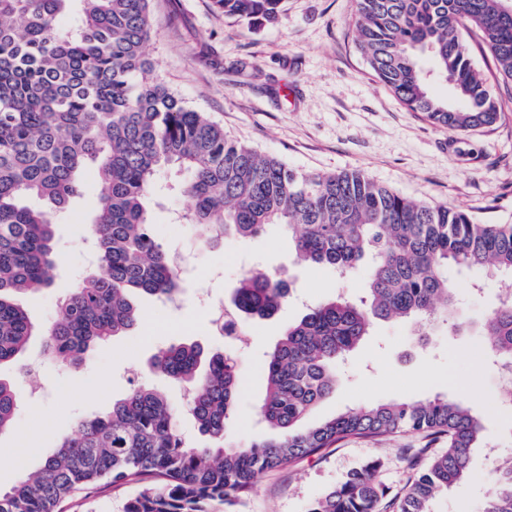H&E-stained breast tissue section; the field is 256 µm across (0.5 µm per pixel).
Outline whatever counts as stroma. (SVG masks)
Returning a JSON list of instances; mask_svg holds the SVG:
<instances>
[{
	"mask_svg": "<svg viewBox=\"0 0 512 512\" xmlns=\"http://www.w3.org/2000/svg\"><path fill=\"white\" fill-rule=\"evenodd\" d=\"M149 10L155 35L147 56L155 76L221 124L230 139L301 172L359 169L406 197L457 208L478 223L512 224V82L499 74L476 29L462 30L461 37L501 118L459 137L407 110L373 77L357 44L356 0H284L278 21L257 29L217 13L211 0H150ZM183 181L182 173L169 169L157 180L152 229L166 243L182 234L173 217L188 206ZM101 190L95 169L86 168L78 196L54 226L58 265L53 282L23 300L35 323L57 318L58 298L75 286L76 271L90 264L87 227ZM197 250L183 274L178 301L142 299L146 314L140 324L91 352L83 365L61 370L50 363L34 379L20 366L0 367V377L15 381L20 390L16 426L0 433V491L38 470L78 419L107 411L133 386L164 393L181 409L182 388L151 367L156 351L174 343L196 342L212 352L234 348L241 383L229 437L241 445L262 439L268 429L258 407L266 390L267 354L307 307L340 291L361 294L367 277L363 265L342 281L327 268L296 266L290 238L275 225L247 243H201ZM248 266L277 273L291 290L274 316L245 322L246 342L233 346L215 331L197 291L204 288L228 301L239 268ZM448 275L462 310L473 319L492 310L505 286L502 277L464 269H450ZM477 279L483 288L475 296L471 283ZM478 342L472 332L458 333L439 323L428 325L422 336L404 323H375L369 339L342 366L335 393L306 422L314 425L371 402L463 399L482 419L483 443L472 454L471 478L438 497L432 512H483L496 467L512 457V407L505 403L512 383L488 355L477 352ZM177 425L182 433H198L193 417L182 409ZM443 448V442L411 433L377 441L350 439L259 474L233 512H309L328 488L372 460L380 461L378 480L394 495L414 473L408 450L418 451L423 463ZM140 488L137 482H103L74 492L62 512H124Z\"/></svg>",
	"mask_w": 512,
	"mask_h": 512,
	"instance_id": "obj_1",
	"label": "stroma"
}]
</instances>
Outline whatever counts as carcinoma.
<instances>
[{
  "label": "carcinoma",
  "mask_w": 512,
  "mask_h": 512,
  "mask_svg": "<svg viewBox=\"0 0 512 512\" xmlns=\"http://www.w3.org/2000/svg\"><path fill=\"white\" fill-rule=\"evenodd\" d=\"M74 0H0V365L17 362L32 338L62 364L134 329L144 311L133 296L175 298L180 269L151 231L155 180L162 169L188 176L183 215L208 243L260 237L272 224L292 238L298 262L342 275L371 260L365 296L338 295L288 325L264 364L261 420L272 436L229 441L239 390L238 362L195 343L162 348L160 374L192 393L198 446L178 432V410L142 386L87 417L39 471L0 492V512H59L84 486L134 480L145 486L125 512H220L247 496L256 475L314 456L350 438L376 440L407 430L443 439L435 456L397 497V512H431L434 498L463 480L482 425L459 398L372 403L304 428L311 409L333 394L339 365L377 321L415 326L434 320L462 329L451 266L512 278V224H478L461 210L409 199L358 171L300 173L228 139L205 113L148 77L149 0H80L75 31L56 20ZM283 0H212L226 18L260 28ZM504 0H357L358 45L373 76L432 125L467 135L494 125L500 111L460 38L482 34L501 75L512 80V22ZM426 56L432 69L420 65ZM451 85L455 102L430 90ZM92 166L104 190L90 225L95 269L58 300V319L39 329L18 295L48 287L57 253L53 224ZM38 198L50 208H35ZM276 273L252 269L235 288L225 333L238 317H268L287 301ZM482 348L512 363V301L501 299L480 328ZM20 394L0 377V433L13 428ZM378 462L347 474L309 512H385ZM486 512H512V459L495 474Z\"/></svg>",
  "instance_id": "obj_1"
}]
</instances>
